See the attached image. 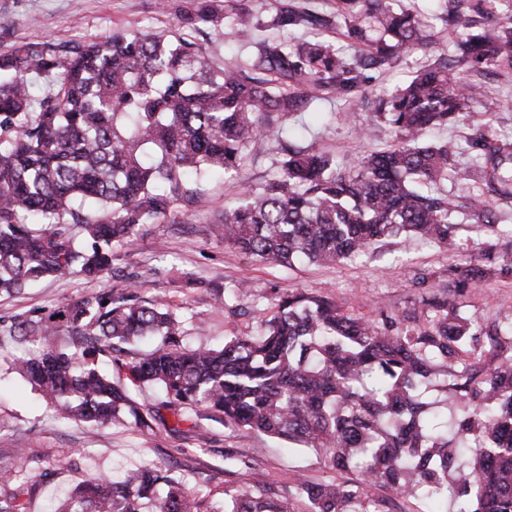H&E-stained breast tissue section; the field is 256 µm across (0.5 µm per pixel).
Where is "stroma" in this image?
<instances>
[{
    "label": "stroma",
    "mask_w": 512,
    "mask_h": 512,
    "mask_svg": "<svg viewBox=\"0 0 512 512\" xmlns=\"http://www.w3.org/2000/svg\"><path fill=\"white\" fill-rule=\"evenodd\" d=\"M245 2L255 27L218 36L180 27L173 9L163 8L160 0H0V55L19 43L43 38L73 44L115 32H139L196 41L225 67L243 63L259 39L294 43L309 38L303 29L282 31L272 26L276 0ZM470 2L394 0V8L429 21L433 42L402 54L385 70L365 71L362 87L368 98L391 94L417 68L435 64L453 50L455 36L444 31L440 16L447 8L468 13ZM483 82L502 99L503 109L490 114L474 106L460 123L432 128L427 141L460 146L487 127L512 135V71L488 67ZM359 102L354 92L315 103L289 118L287 144L314 147L348 165L366 150L385 147L393 139L392 131L373 123ZM279 160L274 151L249 155L235 174L217 171L191 182V189L206 201L204 209L186 207L178 224L144 225L134 243L116 248L111 273L91 278L75 272L45 279L15 296H0V316L33 308L50 310L92 292L133 283L143 299L182 313L185 342L191 347L218 348L227 338L255 334L257 311L273 312L278 294L288 290L323 297L349 316L375 321L390 316L414 329L426 326L431 317L425 299L447 286L449 277L466 276L479 264L483 250L491 247L502 256L512 252L511 242L478 236L467 219L448 244L393 237L358 259L330 266L272 265L225 246L211 230L213 218L236 203L243 187L258 190L275 178ZM241 282L249 285L250 293L245 301L236 302L231 289ZM458 305L464 316L483 322L512 313V277L472 282L459 295ZM20 452L50 455L46 474H34L29 482L30 512H47L84 475L109 474L146 461L184 477L207 507L222 502L228 489L244 493L263 487L282 498L297 477L311 483L349 478L348 473L326 467L314 453L262 434L232 431L204 413L196 428L187 432L162 428L148 437L123 427L57 421L32 385L0 358V459L15 461Z\"/></svg>",
    "instance_id": "stroma-1"
}]
</instances>
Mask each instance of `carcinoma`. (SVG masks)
<instances>
[{"instance_id":"obj_1","label":"carcinoma","mask_w":512,"mask_h":512,"mask_svg":"<svg viewBox=\"0 0 512 512\" xmlns=\"http://www.w3.org/2000/svg\"><path fill=\"white\" fill-rule=\"evenodd\" d=\"M248 28L236 0H186L180 25L223 33L225 19ZM336 17L359 46L347 58L333 43L288 45L263 39L242 66L214 67L197 43L115 32L62 46L26 42L0 57V294L22 293L47 276L112 271L113 242L133 241L144 224H177L178 205L202 203L190 174L238 169L243 156L283 145L278 121L357 86L360 69L382 70L432 43L428 24L387 0H336ZM448 31L467 30L456 53L417 71L375 102L371 118L396 133L384 150L348 170L315 148L283 149L279 175L224 209L215 225L224 244L266 263L331 264L404 235L446 244L470 214L481 228L512 238L489 203L512 205V137L479 133L464 147L421 141L433 125L458 123L474 104L502 106L482 83L457 76L462 64L512 70V19L472 33L475 20L446 15ZM273 25L328 30L333 16L277 0ZM51 79L34 98L31 81ZM464 152L472 161L458 160ZM453 176L478 180L482 193L450 197L436 188ZM492 252L474 279L511 272ZM454 288L433 295L429 326L403 329L352 318L331 301L286 291L252 336L219 348H188L177 311L128 287L89 293L52 310L0 317V340L31 346L12 367L60 418L130 428L142 435L200 411L242 432L285 439L321 456L352 482L299 480L274 500L224 492L208 512H391L397 497H423L432 512H512V316H462ZM156 341L134 358L139 344ZM115 363L126 377L103 369ZM435 382L443 398L426 397ZM159 388L145 405L136 392ZM28 478L0 461V512H26ZM390 495L369 499L364 487ZM302 502L303 509H296ZM184 479L160 466L129 467L123 480L91 475L56 512H201Z\"/></svg>"}]
</instances>
